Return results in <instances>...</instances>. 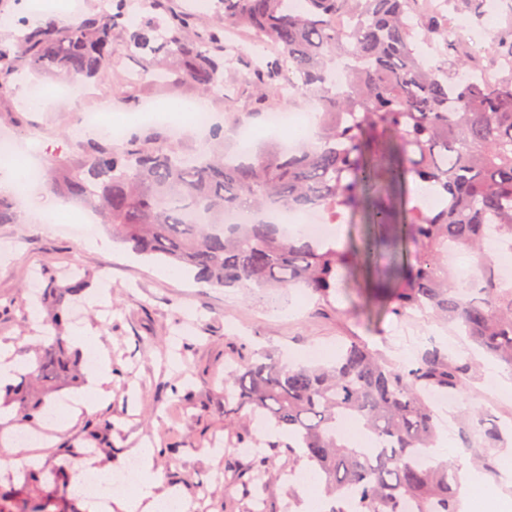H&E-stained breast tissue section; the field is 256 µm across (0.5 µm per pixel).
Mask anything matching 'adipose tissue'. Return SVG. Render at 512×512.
I'll list each match as a JSON object with an SVG mask.
<instances>
[{
    "label": "adipose tissue",
    "mask_w": 512,
    "mask_h": 512,
    "mask_svg": "<svg viewBox=\"0 0 512 512\" xmlns=\"http://www.w3.org/2000/svg\"><path fill=\"white\" fill-rule=\"evenodd\" d=\"M73 343L80 348H96L97 360L86 373L82 394L78 396L70 414L61 422L65 429L74 427L81 417L97 413L112 400V363L106 350L99 347V332L86 330L75 334ZM134 454L138 460V469L132 478L129 491H113L111 468L99 469L100 497L104 512H188L189 501L164 489L161 479L154 473L155 447L144 442L135 448Z\"/></svg>",
    "instance_id": "obj_1"
}]
</instances>
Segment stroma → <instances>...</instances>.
Wrapping results in <instances>:
<instances>
[{
	"label": "stroma",
	"mask_w": 512,
	"mask_h": 512,
	"mask_svg": "<svg viewBox=\"0 0 512 512\" xmlns=\"http://www.w3.org/2000/svg\"><path fill=\"white\" fill-rule=\"evenodd\" d=\"M489 12L500 15V25L476 22L462 11H450L449 16L453 25L465 26L469 43L485 46L512 34V0H494ZM148 70L142 57L120 52L109 72L78 96L63 94V81L57 76L27 78L25 87L40 89L45 108L30 111L17 95H10L0 101V133L20 142L22 160L44 168L67 149L62 131H80L82 115L89 111L100 112L111 123L120 115L134 116V123L123 127L128 135L165 133V121L139 115L142 103L152 98L159 103L194 104L220 126L226 113H240L242 126L259 133L253 150L275 141V134L264 129V116L248 114L245 101L238 98L239 85L232 81L205 99L183 84L167 88L148 84L134 92L130 105H116L113 85L123 83L125 75ZM34 190L42 198V210H71L66 197L44 184H35ZM42 210L32 211L20 223L0 224V245L12 249L11 258L0 262V339L12 342L21 357L39 358L42 341L31 318L46 317L43 299L52 283L78 276L87 285L73 298L68 327L99 331L115 371L112 400L96 415L112 425L102 447H80L83 426L58 431V414L72 405L74 390L68 386L55 385L48 391L41 420H22L15 409L10 420L0 424V449L9 448L12 458L32 461L37 471L67 474L68 483L57 486L58 496L71 494L74 478L87 460L95 458L111 466L115 482L126 487L132 475L127 467L130 450L146 438L161 446L154 458L155 471L164 484L182 489L195 504V512H253L252 503L241 495L238 479L249 459L237 453L238 437L226 430L221 415L224 376L231 359L264 350L293 365H329L352 335L392 362L433 342L449 353H465L451 329L427 319L421 322L420 336L395 343L394 315L371 311L353 319L348 312L351 302L340 293L327 306L317 296L294 289L284 302L279 294L263 288H218L182 272L160 276L164 261L136 255L129 245L114 241L97 250L87 247L84 238L46 230ZM104 286L109 289V304H93V296ZM496 392L486 382L483 367H476L469 387L457 395L459 414L441 423L440 431L448 438L449 461L460 469H475L487 487H500L503 498L512 503V485L503 486L501 473V458L512 448V399L489 406L488 399ZM484 408L499 420L503 444L487 447L477 435L470 445H462L458 437L462 410ZM35 433L49 437V444L32 442ZM174 442L184 443V450L166 454L165 446ZM70 443L77 444V452H65ZM266 484L263 512H306L308 493L323 491L319 484L292 487L276 478Z\"/></svg>",
	"instance_id": "stroma-1"
}]
</instances>
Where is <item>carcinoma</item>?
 I'll return each instance as SVG.
<instances>
[{"mask_svg":"<svg viewBox=\"0 0 512 512\" xmlns=\"http://www.w3.org/2000/svg\"><path fill=\"white\" fill-rule=\"evenodd\" d=\"M208 23L153 0L150 13H130L126 0L65 23L51 18L16 41L0 43V96L22 71L52 70L76 80L99 79L115 51L178 61V82L216 93L223 76L241 77L249 98L287 104L295 95L321 110L316 144L285 153L273 143L246 159L223 152L224 134L210 129V147L186 153L137 136L122 146L67 138L69 153L48 172V188L80 198L99 212L112 236L140 254L158 256L224 288L300 286L330 304L359 259L382 256L375 235L355 247L256 220L227 224L232 209L319 208L332 224L366 211L379 227L402 223L410 259L377 289L398 318L420 312L452 323L486 356L512 370V287L484 249L494 228L512 246V41L475 51L448 26V10L427 0H217ZM455 3L480 21L488 0ZM245 29L243 45L222 42ZM267 42L268 55L250 45ZM350 63L344 91L327 77L330 63ZM423 184L434 203L399 213L381 201L390 189ZM20 201L0 197V224H13ZM472 256V272L448 268V248ZM76 281L56 287L46 324L48 345L34 374L51 382L74 370L62 330ZM473 365L434 345L406 362L389 363L359 339L330 368L295 367L270 353L227 364L224 415L242 442L257 448L250 469L263 478L267 448L288 449L289 473L305 459L324 477L326 512H457L458 475L435 463L437 414L427 392L454 394L469 385ZM31 375L4 398L30 419ZM490 446L489 413L466 410ZM260 418L288 431L290 441L261 440L239 424ZM36 483L25 512H54L47 478Z\"/></svg>","mask_w":512,"mask_h":512,"instance_id":"1","label":"carcinoma"}]
</instances>
